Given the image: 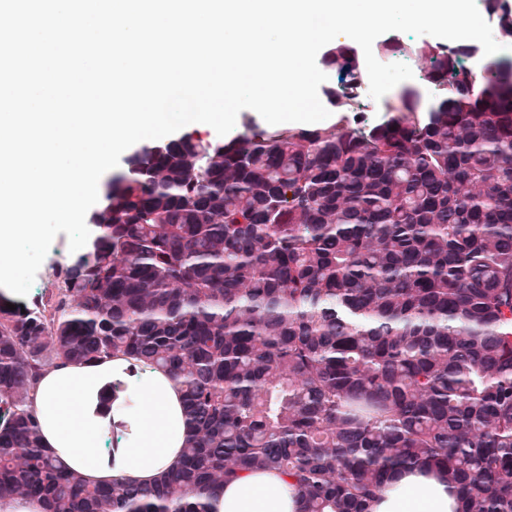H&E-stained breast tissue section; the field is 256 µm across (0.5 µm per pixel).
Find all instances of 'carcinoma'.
<instances>
[{
    "label": "carcinoma",
    "mask_w": 512,
    "mask_h": 512,
    "mask_svg": "<svg viewBox=\"0 0 512 512\" xmlns=\"http://www.w3.org/2000/svg\"><path fill=\"white\" fill-rule=\"evenodd\" d=\"M512 44V5L482 0ZM430 63L376 124L248 123L144 146L86 250L28 303L0 293V512H218L224 479L278 470L300 512H368L441 471L458 512H512V61ZM358 111L366 63L323 57ZM14 309H8V306ZM122 354L170 374L190 434L149 486L91 484L43 445L30 394L58 363Z\"/></svg>",
    "instance_id": "carcinoma-1"
}]
</instances>
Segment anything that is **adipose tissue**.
<instances>
[{
    "instance_id": "adipose-tissue-1",
    "label": "adipose tissue",
    "mask_w": 512,
    "mask_h": 512,
    "mask_svg": "<svg viewBox=\"0 0 512 512\" xmlns=\"http://www.w3.org/2000/svg\"><path fill=\"white\" fill-rule=\"evenodd\" d=\"M43 442L95 484L149 485L174 467L188 429L183 396L167 372L118 355L46 369L32 393ZM296 486L275 471L224 483L218 512H298ZM459 495L442 473L417 468L368 506L369 512H457Z\"/></svg>"
}]
</instances>
